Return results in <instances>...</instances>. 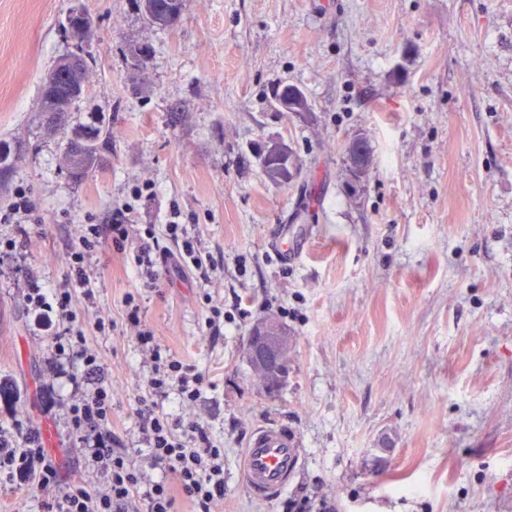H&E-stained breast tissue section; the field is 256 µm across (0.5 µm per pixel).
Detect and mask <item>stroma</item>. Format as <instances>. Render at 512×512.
<instances>
[{"mask_svg": "<svg viewBox=\"0 0 512 512\" xmlns=\"http://www.w3.org/2000/svg\"><path fill=\"white\" fill-rule=\"evenodd\" d=\"M74 8L92 20L97 64L70 126L113 131L104 169L81 183L37 116L44 73L75 50L62 35ZM143 45L154 52L141 61ZM278 83L310 111H281ZM357 137L372 158L358 180L346 157ZM272 138L297 159L282 186L254 150ZM0 142V213L19 188L31 204L28 223L0 222L16 242L0 262V374L18 391L0 399V425L37 432L62 483L99 476L64 409L72 386L49 372L62 327L36 324L24 296L66 285L80 226L128 202L134 224L179 211L220 261L206 280L162 251L152 285L112 245L92 261L94 304H78L77 322L130 457L149 368L121 322L128 292L162 348L206 375L192 408L174 391L161 404L223 442L218 512H287L301 498L332 512H512V0H184L170 29L137 0H0ZM207 295L224 306L216 339ZM270 314L297 341L273 396L244 356ZM98 315L116 330L98 333ZM264 426L303 450L273 501L252 498L242 473ZM273 99L279 102L284 99L285 102L294 96V107L290 112H307L310 111V104L304 92L294 85H279L272 90Z\"/></svg>", "mask_w": 512, "mask_h": 512, "instance_id": "obj_1", "label": "stroma"}]
</instances>
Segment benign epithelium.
<instances>
[{"mask_svg":"<svg viewBox=\"0 0 512 512\" xmlns=\"http://www.w3.org/2000/svg\"><path fill=\"white\" fill-rule=\"evenodd\" d=\"M69 79L68 97L75 98L86 90L83 77L82 58L79 54L67 56L59 68L45 77L46 85L53 88L59 78ZM363 149L358 141L351 144L350 160L353 177L359 179L363 176L366 165L362 159ZM292 344L285 328L279 325L276 318L267 316L252 327L248 336L245 358L249 365L257 372L274 371L278 375V383L286 380L288 373L284 371L285 354Z\"/></svg>","mask_w":512,"mask_h":512,"instance_id":"benign-epithelium-1","label":"benign epithelium"}]
</instances>
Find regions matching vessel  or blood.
I'll use <instances>...</instances> for the list:
<instances>
[{"instance_id":"1","label":"vessel or blood","mask_w":512,"mask_h":512,"mask_svg":"<svg viewBox=\"0 0 512 512\" xmlns=\"http://www.w3.org/2000/svg\"><path fill=\"white\" fill-rule=\"evenodd\" d=\"M303 450L281 427H263L252 436L244 455V479L255 499L270 501L288 487L302 463Z\"/></svg>"}]
</instances>
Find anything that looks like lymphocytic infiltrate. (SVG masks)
I'll use <instances>...</instances> for the list:
<instances>
[{
	"label": "lymphocytic infiltrate",
	"instance_id": "f902f5d3",
	"mask_svg": "<svg viewBox=\"0 0 512 512\" xmlns=\"http://www.w3.org/2000/svg\"><path fill=\"white\" fill-rule=\"evenodd\" d=\"M126 207H118L106 224H87L67 256L69 288H30L25 301L39 322H65L63 334L54 336L48 362L54 376H64L65 365L81 367L82 393L67 406L71 426L97 469L101 483L74 482L60 487L57 467L33 433L11 434L0 429V484L34 479L43 496L44 512H178V500H186L191 512H217L224 498V450L199 421L182 424L159 407V398L177 391L184 403H195L205 377L194 366L172 354H163L154 330L143 317L134 293H126L124 322L133 329L151 374L146 394L138 400L137 415L147 444L146 462L165 477L146 482L139 466L121 449L112 429V390L98 381L103 367L99 354L86 345L83 331L74 327L76 296L92 299L94 255L104 243L131 256L143 279L154 280L159 239L152 225L131 224Z\"/></svg>",
	"mask_w": 512,
	"mask_h": 512
}]
</instances>
